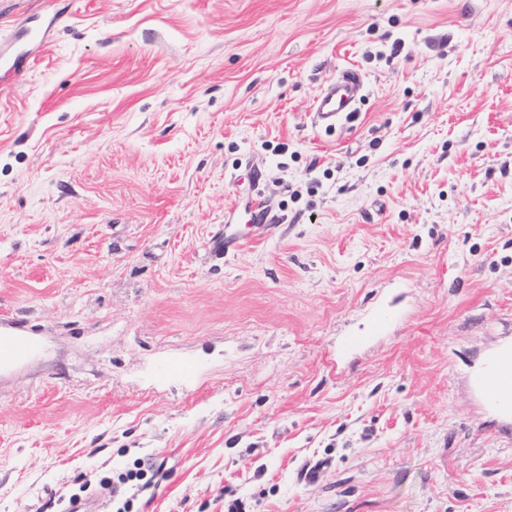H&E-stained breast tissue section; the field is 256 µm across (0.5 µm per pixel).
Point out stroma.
Listing matches in <instances>:
<instances>
[{"instance_id":"obj_1","label":"stroma","mask_w":512,"mask_h":512,"mask_svg":"<svg viewBox=\"0 0 512 512\" xmlns=\"http://www.w3.org/2000/svg\"><path fill=\"white\" fill-rule=\"evenodd\" d=\"M0 512H512V0H0ZM352 127L310 112L344 71ZM242 236L233 256L210 239ZM477 387L492 406L512 413V351L495 354L479 377Z\"/></svg>"}]
</instances>
